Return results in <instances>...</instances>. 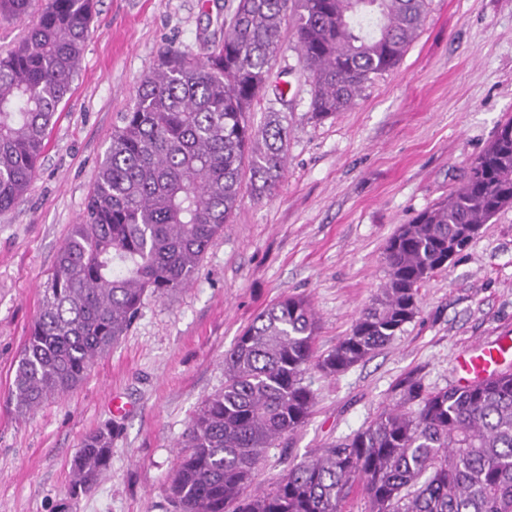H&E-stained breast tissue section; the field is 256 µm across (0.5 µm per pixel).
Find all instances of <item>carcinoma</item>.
<instances>
[{"instance_id":"cac0c4a2","label":"carcinoma","mask_w":512,"mask_h":512,"mask_svg":"<svg viewBox=\"0 0 512 512\" xmlns=\"http://www.w3.org/2000/svg\"><path fill=\"white\" fill-rule=\"evenodd\" d=\"M31 0H0L22 18ZM427 0H236L224 39L192 54L171 47L120 113L82 223L72 226L43 286L10 396L31 411L85 379L135 321L144 300L186 288L240 203L243 176L261 200L278 187L288 129L278 111L255 130L282 24L291 20L311 118L352 108L394 70ZM96 0H45L23 41L0 57V211L30 190L49 129L71 92ZM512 207V117L448 199L402 224L384 249L387 281L336 347L317 353L310 304L287 296L260 312L224 353V388L188 422L167 492L173 512H343L359 488L368 512H512V371L466 389L403 399L353 436L250 492L267 448L297 431L315 404L309 370L344 372L386 346L418 312V290ZM115 429L82 439L71 492L112 462Z\"/></svg>"}]
</instances>
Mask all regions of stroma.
Masks as SVG:
<instances>
[{
  "instance_id": "35a3bbf8",
  "label": "stroma",
  "mask_w": 512,
  "mask_h": 512,
  "mask_svg": "<svg viewBox=\"0 0 512 512\" xmlns=\"http://www.w3.org/2000/svg\"><path fill=\"white\" fill-rule=\"evenodd\" d=\"M233 0H97L71 93L28 194L0 212V512H169L167 478L187 423L224 386V353L269 305L298 295L318 321L316 347L346 336L387 273L397 228L444 199L512 116V0H428L398 67L350 110L310 117L295 31L281 30L271 82L284 89L287 163L277 194L241 202L181 292L147 298L126 336L65 399L18 415L9 389L39 314L42 285L80 223L120 112L159 55L220 40ZM512 334V208L483 225L419 290V312L383 349L333 377L310 371L305 424L266 449L254 485L353 436L401 404L400 385H456L455 355ZM128 405L113 419L108 402ZM113 423L112 463L70 493L82 438Z\"/></svg>"
}]
</instances>
